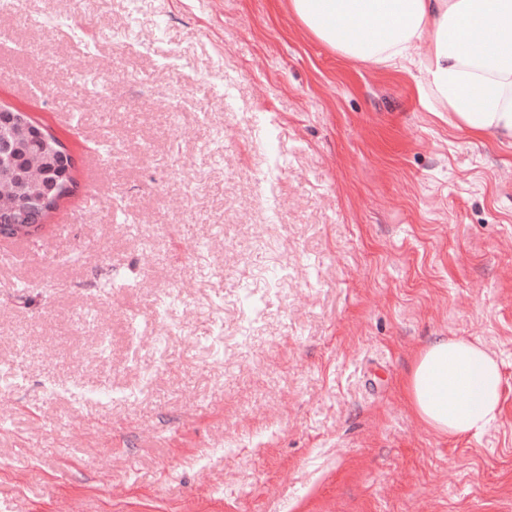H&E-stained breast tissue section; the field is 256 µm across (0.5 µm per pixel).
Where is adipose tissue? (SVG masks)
<instances>
[{
    "label": "adipose tissue",
    "instance_id": "1",
    "mask_svg": "<svg viewBox=\"0 0 512 512\" xmlns=\"http://www.w3.org/2000/svg\"><path fill=\"white\" fill-rule=\"evenodd\" d=\"M286 8L309 36L349 61L416 66L413 80L429 111L512 146V0H286ZM404 389L418 419L443 436H479L500 416L501 366L465 337L426 344Z\"/></svg>",
    "mask_w": 512,
    "mask_h": 512
}]
</instances>
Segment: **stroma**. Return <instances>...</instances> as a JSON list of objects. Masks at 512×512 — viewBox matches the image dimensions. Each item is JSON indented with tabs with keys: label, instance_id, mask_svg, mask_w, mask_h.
<instances>
[{
	"label": "stroma",
	"instance_id": "1",
	"mask_svg": "<svg viewBox=\"0 0 512 512\" xmlns=\"http://www.w3.org/2000/svg\"><path fill=\"white\" fill-rule=\"evenodd\" d=\"M0 104L77 181L0 240V512H512V147L285 0H20ZM440 336L503 364L479 436L403 396Z\"/></svg>",
	"mask_w": 512,
	"mask_h": 512
}]
</instances>
